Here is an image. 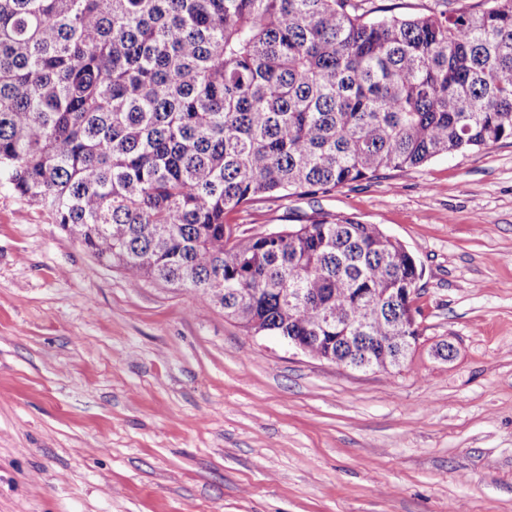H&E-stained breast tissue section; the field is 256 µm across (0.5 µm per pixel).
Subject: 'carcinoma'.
<instances>
[{"label": "carcinoma", "mask_w": 512, "mask_h": 512, "mask_svg": "<svg viewBox=\"0 0 512 512\" xmlns=\"http://www.w3.org/2000/svg\"><path fill=\"white\" fill-rule=\"evenodd\" d=\"M0 0V178L137 285L188 288L326 361L412 323L377 224L226 215L512 139V0ZM434 0H377L376 4L384 9L374 16H418L429 14L435 8Z\"/></svg>", "instance_id": "carcinoma-1"}]
</instances>
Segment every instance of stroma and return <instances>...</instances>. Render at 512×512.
<instances>
[{
	"mask_svg": "<svg viewBox=\"0 0 512 512\" xmlns=\"http://www.w3.org/2000/svg\"><path fill=\"white\" fill-rule=\"evenodd\" d=\"M326 214L381 225L423 269L401 368L130 285L0 184V512H512V140L226 222Z\"/></svg>",
	"mask_w": 512,
	"mask_h": 512,
	"instance_id": "obj_1",
	"label": "stroma"
}]
</instances>
